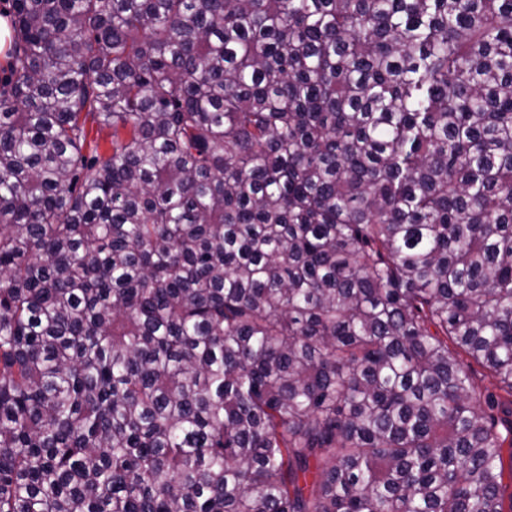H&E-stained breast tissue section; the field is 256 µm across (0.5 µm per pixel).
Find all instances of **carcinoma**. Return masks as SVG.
<instances>
[{
  "label": "carcinoma",
  "mask_w": 512,
  "mask_h": 512,
  "mask_svg": "<svg viewBox=\"0 0 512 512\" xmlns=\"http://www.w3.org/2000/svg\"><path fill=\"white\" fill-rule=\"evenodd\" d=\"M11 3L0 512H503L512 0ZM471 371L475 386L483 391L486 396H492L495 401L499 399L498 406H494L493 414L496 419L497 428L504 432V426L512 421V406L507 403L506 397H499L502 395V392L497 389L495 379L485 368L471 362Z\"/></svg>",
  "instance_id": "cac0c4a2"
}]
</instances>
